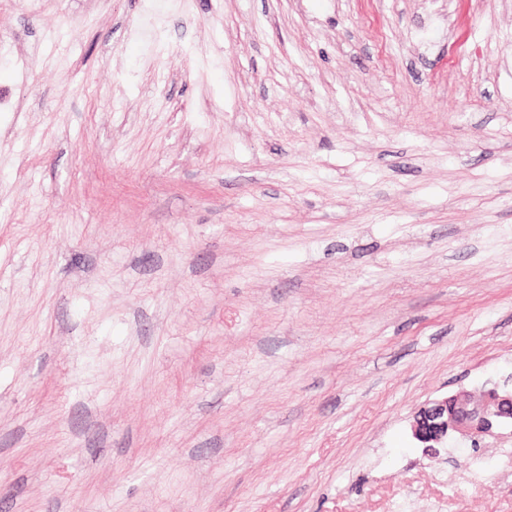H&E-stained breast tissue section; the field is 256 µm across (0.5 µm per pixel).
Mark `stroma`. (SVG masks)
Listing matches in <instances>:
<instances>
[{"label":"stroma","mask_w":512,"mask_h":512,"mask_svg":"<svg viewBox=\"0 0 512 512\" xmlns=\"http://www.w3.org/2000/svg\"><path fill=\"white\" fill-rule=\"evenodd\" d=\"M510 376L512 0H0V512H512ZM509 427L512 436V378L495 384L479 399L460 390L434 400L416 413L412 435L435 458L439 448L448 445V437L458 436L472 447L481 448L486 438L501 437V431Z\"/></svg>","instance_id":"1"}]
</instances>
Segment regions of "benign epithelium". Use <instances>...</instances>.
Returning a JSON list of instances; mask_svg holds the SVG:
<instances>
[{
  "instance_id": "7a95c632",
  "label": "benign epithelium",
  "mask_w": 512,
  "mask_h": 512,
  "mask_svg": "<svg viewBox=\"0 0 512 512\" xmlns=\"http://www.w3.org/2000/svg\"><path fill=\"white\" fill-rule=\"evenodd\" d=\"M512 378L494 385L476 399L466 390L437 399L421 408L414 417L412 435L430 455L457 436L481 447L487 438L502 436L512 428Z\"/></svg>"
}]
</instances>
